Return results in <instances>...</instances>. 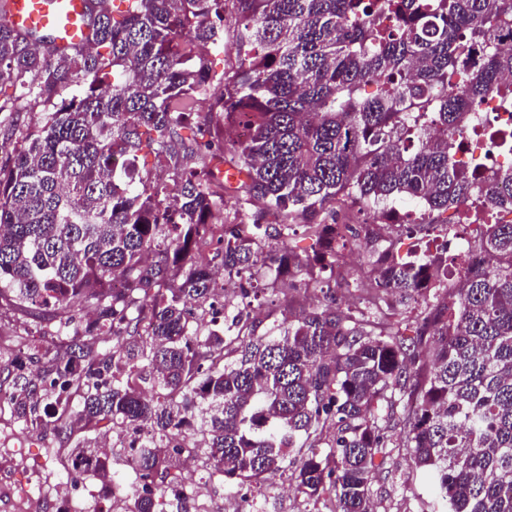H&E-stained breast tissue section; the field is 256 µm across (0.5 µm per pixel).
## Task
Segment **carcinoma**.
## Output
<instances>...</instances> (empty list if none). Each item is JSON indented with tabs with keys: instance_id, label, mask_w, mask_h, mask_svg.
<instances>
[{
	"instance_id": "obj_1",
	"label": "carcinoma",
	"mask_w": 512,
	"mask_h": 512,
	"mask_svg": "<svg viewBox=\"0 0 512 512\" xmlns=\"http://www.w3.org/2000/svg\"><path fill=\"white\" fill-rule=\"evenodd\" d=\"M120 2L88 0L85 48L0 24V85L18 90L0 112L41 107L0 142L12 146L0 301L63 313L52 332L22 337L7 367L0 404L19 430L75 440L74 471L110 489V456L67 427L71 394L82 429L132 428L127 462L146 480L133 512H166L192 420L211 477L251 484L290 464L298 492L374 512L371 483L404 448L432 512H512V222L483 225L452 280L448 246L405 260L373 224L382 245L354 306L313 288L355 235L338 200L413 202L423 222L411 231L478 192L512 211V162L478 190L453 140L512 74V51L495 42L512 0H232L229 12L227 0ZM230 37L234 63L218 72L199 48L222 53ZM468 41L483 44L477 64ZM215 120L249 133L228 151ZM143 151L167 160L168 179L140 173ZM299 218L309 253L291 245ZM216 267L268 275L309 304L259 335L247 305L230 314L216 300ZM412 307L421 322L408 336L396 311Z\"/></svg>"
}]
</instances>
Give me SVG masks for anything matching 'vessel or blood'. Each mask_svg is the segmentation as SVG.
Instances as JSON below:
<instances>
[{
    "label": "vessel or blood",
    "mask_w": 512,
    "mask_h": 512,
    "mask_svg": "<svg viewBox=\"0 0 512 512\" xmlns=\"http://www.w3.org/2000/svg\"><path fill=\"white\" fill-rule=\"evenodd\" d=\"M0 23L19 31L49 33L65 48L85 46L90 38L86 0H5Z\"/></svg>",
    "instance_id": "obj_1"
}]
</instances>
